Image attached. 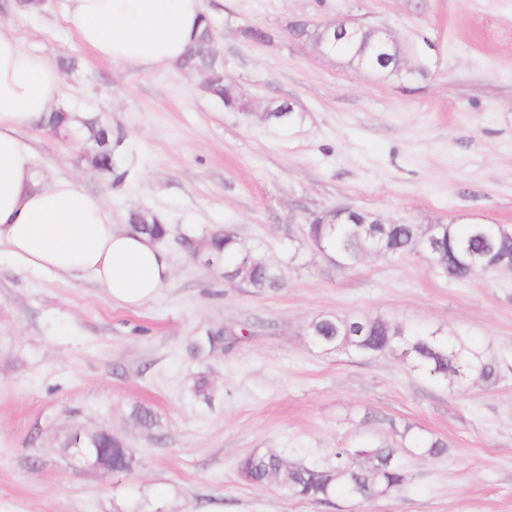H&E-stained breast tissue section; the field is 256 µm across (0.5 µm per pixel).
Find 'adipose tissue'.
<instances>
[{
	"instance_id": "ef3b65f1",
	"label": "adipose tissue",
	"mask_w": 512,
	"mask_h": 512,
	"mask_svg": "<svg viewBox=\"0 0 512 512\" xmlns=\"http://www.w3.org/2000/svg\"><path fill=\"white\" fill-rule=\"evenodd\" d=\"M95 58L148 71L181 64L204 25L202 0H47ZM62 74L0 30V254L34 273L96 283L139 306L170 280L155 242L112 227L102 200L74 178L45 183L28 131L46 127Z\"/></svg>"
}]
</instances>
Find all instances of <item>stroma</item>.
<instances>
[{"label":"stroma","instance_id":"35a3bbf8","mask_svg":"<svg viewBox=\"0 0 512 512\" xmlns=\"http://www.w3.org/2000/svg\"><path fill=\"white\" fill-rule=\"evenodd\" d=\"M224 70L249 98L225 111L182 68L143 72L94 58L52 13L0 0V27L63 69L56 105L93 113L122 138L130 171L109 187L82 137L37 132L47 176L80 177L115 229L135 207L170 229L173 275L138 307L94 283L32 274L0 257V512H512V270L454 281L423 255L336 266L305 243L310 214L340 205L389 224L512 226V0H204ZM353 20L387 29L412 77L372 74L320 55L295 22ZM268 32L246 40L244 28ZM288 101L284 129L263 120ZM226 228L287 274L257 292L225 280L180 244ZM320 314L438 327L484 349L493 388L428 383L392 356L311 348ZM242 339L203 353L195 339ZM206 379L209 399L194 385ZM156 424L143 428L135 407ZM107 431L135 451L131 471L72 468V431ZM448 443L402 454L404 485L364 503H316L243 480L237 462L272 452L332 467L362 439L404 431ZM264 119L277 126L289 128L298 124L302 120V115L291 104L280 103L271 106L265 112Z\"/></svg>","mask_w":512,"mask_h":512}]
</instances>
